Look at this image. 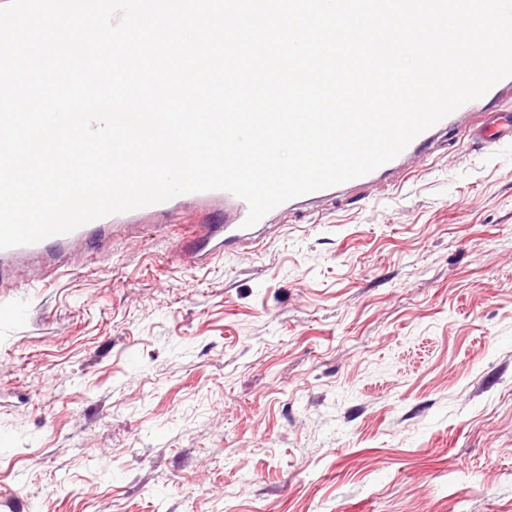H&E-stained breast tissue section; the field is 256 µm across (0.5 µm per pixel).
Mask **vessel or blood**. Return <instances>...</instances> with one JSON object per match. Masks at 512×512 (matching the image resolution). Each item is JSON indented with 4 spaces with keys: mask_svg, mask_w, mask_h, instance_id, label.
<instances>
[{
    "mask_svg": "<svg viewBox=\"0 0 512 512\" xmlns=\"http://www.w3.org/2000/svg\"><path fill=\"white\" fill-rule=\"evenodd\" d=\"M511 103L512 77H508L495 84L484 96L466 103L417 135L397 157L371 173L285 201L282 207L286 210L314 207L342 194L367 190L396 174L411 171L417 161L432 155L440 138H451L461 131L469 132L484 146H500L505 137H512V114L504 110L505 105ZM182 201L196 205L203 216L201 223L184 227L186 247L182 255L188 263L203 264L242 250L256 251L266 246L263 230L270 224V217H263L252 227H245L248 215L246 201L226 190L189 192L182 194L177 202L170 200L139 208L138 214L143 222L136 225V232H161V225L151 224V217L178 213V204ZM120 219V214L116 213L34 244L0 249V277L24 275L23 261L29 257L40 258L55 271L68 267L76 250L93 238L107 235Z\"/></svg>",
    "mask_w": 512,
    "mask_h": 512,
    "instance_id": "vessel-or-blood-1",
    "label": "vessel or blood"
}]
</instances>
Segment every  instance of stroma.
I'll return each instance as SVG.
<instances>
[{
	"label": "stroma",
	"mask_w": 512,
	"mask_h": 512,
	"mask_svg": "<svg viewBox=\"0 0 512 512\" xmlns=\"http://www.w3.org/2000/svg\"><path fill=\"white\" fill-rule=\"evenodd\" d=\"M0 280V512H512V145Z\"/></svg>",
	"instance_id": "1"
}]
</instances>
